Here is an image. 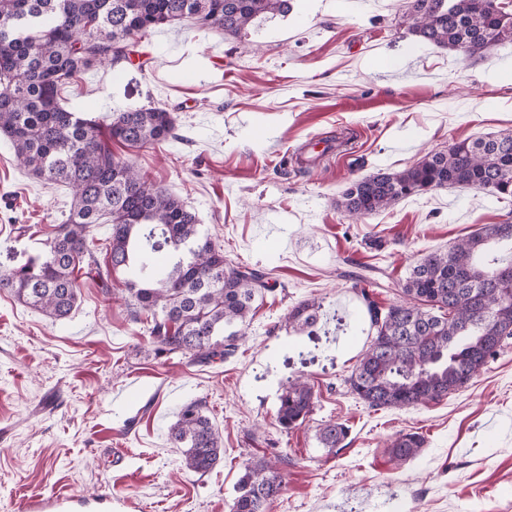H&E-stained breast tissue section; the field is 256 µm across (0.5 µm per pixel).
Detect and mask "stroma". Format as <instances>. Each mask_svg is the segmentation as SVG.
<instances>
[{
    "label": "stroma",
    "instance_id": "obj_1",
    "mask_svg": "<svg viewBox=\"0 0 512 512\" xmlns=\"http://www.w3.org/2000/svg\"><path fill=\"white\" fill-rule=\"evenodd\" d=\"M291 4L237 36L189 21L155 28L142 42L151 68L120 62L62 91L93 118L173 112L174 139L115 140L114 157L180 197L227 259L270 270L277 286L238 352L207 365L158 353L120 282L107 292L80 278L77 308L56 323L0 292V512L55 495L86 501L84 512H102L106 495L112 512H229L253 457L282 463L271 512H512V339L436 403L375 411L345 383L370 330L356 276L377 279L390 304L422 252L502 222L512 200L449 187L356 220L338 205L352 181L512 131V43L466 58L418 41L406 0ZM71 202L0 138V263L41 253ZM303 299L322 306L310 332L283 322ZM298 377L317 400L286 432L278 396ZM194 400L224 439L223 461L204 474L182 468L168 441ZM329 420L349 428L333 454L316 439ZM409 430L426 446L395 465L386 442Z\"/></svg>",
    "mask_w": 512,
    "mask_h": 512
}]
</instances>
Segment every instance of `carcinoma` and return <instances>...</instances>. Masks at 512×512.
I'll return each mask as SVG.
<instances>
[{"instance_id": "1", "label": "carcinoma", "mask_w": 512, "mask_h": 512, "mask_svg": "<svg viewBox=\"0 0 512 512\" xmlns=\"http://www.w3.org/2000/svg\"><path fill=\"white\" fill-rule=\"evenodd\" d=\"M290 8V0H0V136L31 177L73 195L42 253L0 271V291L57 321L77 306V271L104 285L121 272L135 319L151 316L149 337L159 352L208 364L235 354L254 301L275 291L269 273L226 259L183 201L115 159L102 139L106 129L130 145L165 142L174 137L173 114L151 105L116 112L104 126L64 107L59 91L98 66L130 61L152 28L189 19L238 35ZM406 20L417 39L467 58L512 43V8L503 0H410ZM444 187L512 198V134L457 141L402 171L354 181L340 206L351 216L376 214ZM97 224L112 226L103 265L90 246ZM402 292L405 299L381 306L369 289H358L371 336L347 383L374 410L427 405L467 387L512 338V212L446 252L422 253ZM319 310L303 300L286 326L310 329ZM313 407L311 385L291 380L279 395L277 421L285 431L297 428ZM347 434L330 421L318 441L332 452ZM168 440L188 471L204 474L224 460L223 438L202 400L182 406ZM424 447L421 434L402 432L386 452L402 465ZM282 490L276 463L249 460L230 512H269Z\"/></svg>"}]
</instances>
